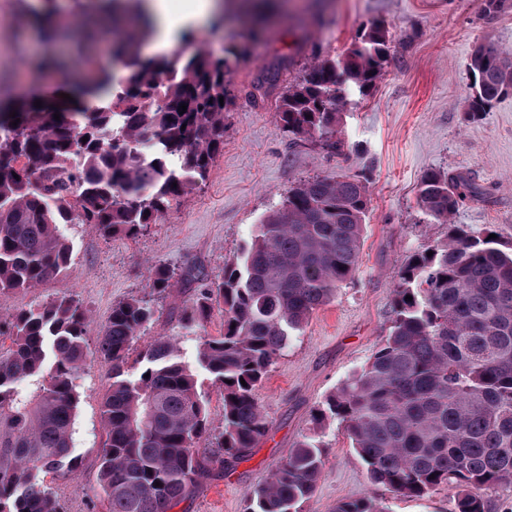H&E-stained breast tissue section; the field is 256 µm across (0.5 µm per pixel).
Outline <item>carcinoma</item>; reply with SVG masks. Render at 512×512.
<instances>
[{
  "label": "carcinoma",
  "mask_w": 512,
  "mask_h": 512,
  "mask_svg": "<svg viewBox=\"0 0 512 512\" xmlns=\"http://www.w3.org/2000/svg\"><path fill=\"white\" fill-rule=\"evenodd\" d=\"M17 2L15 23L41 33V67L79 69L83 92L99 103L54 109L0 98V293L70 271L68 225L135 237L204 182L224 151L231 74L262 32L252 24L222 56L198 38L182 42L172 62L144 59L139 41L153 33L146 0H86L75 26L54 7ZM104 31L108 62L96 53ZM388 51V30L372 26L344 57L316 59L279 101L282 129L341 153L340 109L350 91L377 83ZM469 69L472 114L512 91L511 53L481 48ZM366 183L347 174L301 179L221 273L188 269L185 277L198 289L180 315L182 330L197 333L216 306L224 315L222 335L199 337L193 365L176 337L157 336L130 374V351L155 310L144 297L112 306L97 347L112 365L98 472L108 512H173L200 480L251 456L269 431L257 391L271 366L358 269ZM479 195L462 174L430 168L421 175L418 207L448 225L446 238L401 266L382 345L313 414V433L249 495L246 512H301L321 475V434L334 421L370 481L395 497L451 487L456 512H489L480 490L512 484V253L449 223L460 202ZM177 284L166 264L151 267L150 293ZM86 327V312L67 295L0 321V336L11 340L0 350V512H60L42 474L72 478L78 469L72 428L78 379L91 356ZM200 371L224 389L218 460L199 452L210 426ZM335 512L390 510L359 498L337 502Z\"/></svg>",
  "instance_id": "1"
}]
</instances>
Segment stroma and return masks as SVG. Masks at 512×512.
Returning <instances> with one entry per match:
<instances>
[{
  "label": "stroma",
  "instance_id": "obj_1",
  "mask_svg": "<svg viewBox=\"0 0 512 512\" xmlns=\"http://www.w3.org/2000/svg\"><path fill=\"white\" fill-rule=\"evenodd\" d=\"M486 0H288L261 41L231 75L235 103L225 118L224 150L207 181L158 223L136 238L101 237L92 225H71L72 268L22 292L0 294V316L68 294L89 316L86 340L95 345L114 304L142 294L151 264L182 271L200 267L219 274L229 258L250 242L255 224L276 208L298 180L316 175L363 174L370 209L359 266L335 299L315 311L293 337L285 356L270 369L259 402L270 422L268 434L242 462L218 480H202L174 512H244L249 491L262 485L297 441L311 433L312 416L325 397L365 365L389 331L397 272L416 251L443 240L448 226L427 220L417 205L424 170L437 167L468 176L480 195L456 209L452 222L476 237L494 232L512 249V92L480 116L470 114V58L481 46L512 51V0L492 13ZM16 0H0V88L33 84L45 102H60L67 81L51 75L33 81L23 55H34L32 30L12 22ZM385 27L391 50L376 85L351 91L343 109L342 153L288 137L277 106L290 81L315 59L341 56L367 26ZM278 72L277 85L262 99L250 96L256 78ZM194 294L191 285L153 302V322L137 340L144 347L158 336L178 337L194 361L198 337L183 335L179 311ZM214 436L200 453L222 455L215 436L224 427L219 382L201 374ZM112 381L110 364L90 357L79 380L73 426L76 478L46 474L62 512H106L98 482L105 433L102 396ZM323 466L315 493L302 512H334L343 498L387 500L391 512H455L456 492L439 489L421 499L394 498L370 482L346 432L331 425L322 434Z\"/></svg>",
  "mask_w": 512,
  "mask_h": 512
}]
</instances>
